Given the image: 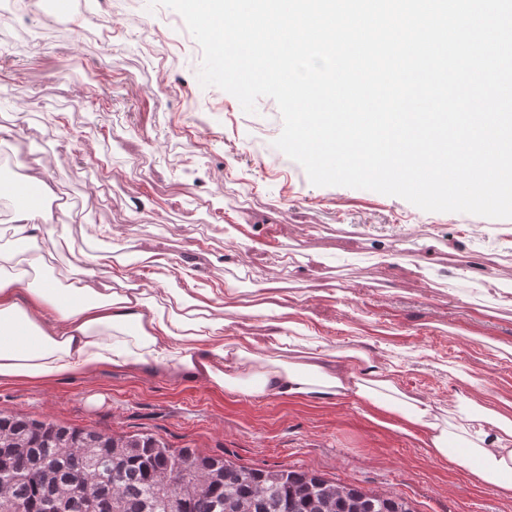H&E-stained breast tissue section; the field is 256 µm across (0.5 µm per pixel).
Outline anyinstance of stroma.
<instances>
[{"instance_id": "35a3bbf8", "label": "stroma", "mask_w": 512, "mask_h": 512, "mask_svg": "<svg viewBox=\"0 0 512 512\" xmlns=\"http://www.w3.org/2000/svg\"><path fill=\"white\" fill-rule=\"evenodd\" d=\"M141 15L175 56L145 58L93 37L74 42L78 8L36 7L18 21L0 18V155L14 167L0 178L26 180L38 157L52 168L53 197L74 205L68 223L42 239L44 276L68 283L84 253L122 260L130 282L163 300L173 288L230 293L224 333H271L269 317L245 307H287L300 338L329 352L367 353L395 370L400 389L456 417L465 394L512 414V219L426 212L371 190L313 185L274 147L283 121L276 102L238 100L202 87V50L174 26L172 9L141 0ZM166 78L171 96L156 93ZM107 92L109 112H85L91 92ZM191 99L197 157L169 136L174 103ZM94 121L112 132L96 164L70 161L75 131ZM224 210L211 223L208 207ZM108 236H92V225ZM167 256L175 275L159 281L141 251ZM0 410L61 424L194 448L246 466L291 468L387 492L414 512H512V498L476 483L454 462H437L399 426L374 421L353 398L287 401L246 398L161 371L103 366L46 383L0 384Z\"/></svg>"}]
</instances>
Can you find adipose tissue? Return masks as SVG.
I'll list each match as a JSON object with an SVG mask.
<instances>
[{
	"label": "adipose tissue",
	"mask_w": 512,
	"mask_h": 512,
	"mask_svg": "<svg viewBox=\"0 0 512 512\" xmlns=\"http://www.w3.org/2000/svg\"><path fill=\"white\" fill-rule=\"evenodd\" d=\"M10 226L13 247L0 249V383L49 382L102 365L134 371H170L245 397L285 400L356 398L398 416L404 433L420 440L436 461L454 460L480 482L512 497V417L475 405L457 420L437 414L426 399L406 395L392 371L364 366L363 353L327 358L301 351L291 359L259 360L266 339L224 335V305L210 289L183 295L174 313L128 283L122 262L91 257L80 277L62 286L25 280L17 265L38 269L46 256L38 242L53 237L51 211L17 206ZM113 267L111 283L96 269Z\"/></svg>",
	"instance_id": "obj_1"
}]
</instances>
